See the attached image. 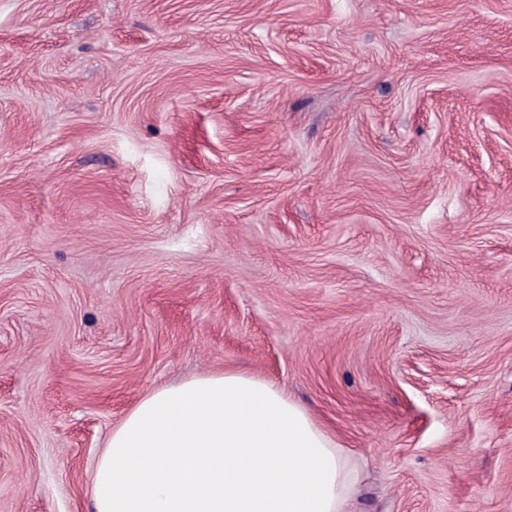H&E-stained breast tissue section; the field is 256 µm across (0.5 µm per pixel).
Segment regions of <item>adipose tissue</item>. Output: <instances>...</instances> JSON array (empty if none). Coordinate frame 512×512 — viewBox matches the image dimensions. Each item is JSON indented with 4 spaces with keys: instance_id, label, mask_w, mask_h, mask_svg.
I'll return each mask as SVG.
<instances>
[{
    "instance_id": "adipose-tissue-1",
    "label": "adipose tissue",
    "mask_w": 512,
    "mask_h": 512,
    "mask_svg": "<svg viewBox=\"0 0 512 512\" xmlns=\"http://www.w3.org/2000/svg\"><path fill=\"white\" fill-rule=\"evenodd\" d=\"M355 473L287 394L236 371L142 397L96 461L93 512H346Z\"/></svg>"
}]
</instances>
